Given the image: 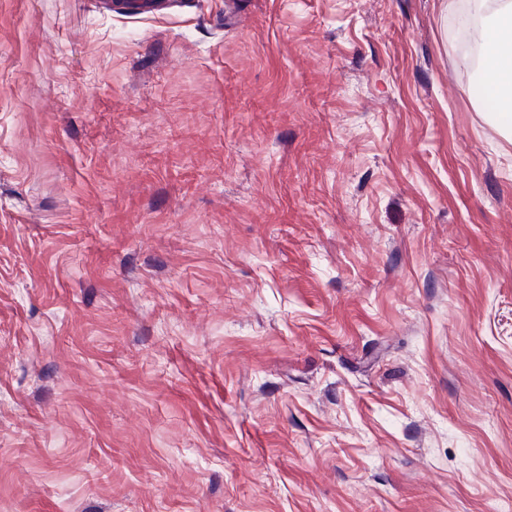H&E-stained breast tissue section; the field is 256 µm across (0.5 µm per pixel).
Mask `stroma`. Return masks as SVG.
I'll return each mask as SVG.
<instances>
[{"label":"stroma","mask_w":512,"mask_h":512,"mask_svg":"<svg viewBox=\"0 0 512 512\" xmlns=\"http://www.w3.org/2000/svg\"><path fill=\"white\" fill-rule=\"evenodd\" d=\"M0 0V512H512V140L470 0Z\"/></svg>","instance_id":"35a3bbf8"}]
</instances>
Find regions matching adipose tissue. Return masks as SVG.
Here are the masks:
<instances>
[{
    "label": "adipose tissue",
    "mask_w": 512,
    "mask_h": 512,
    "mask_svg": "<svg viewBox=\"0 0 512 512\" xmlns=\"http://www.w3.org/2000/svg\"><path fill=\"white\" fill-rule=\"evenodd\" d=\"M472 9L485 22L479 61L484 90L505 101L512 93V0H473Z\"/></svg>",
    "instance_id": "1"
}]
</instances>
